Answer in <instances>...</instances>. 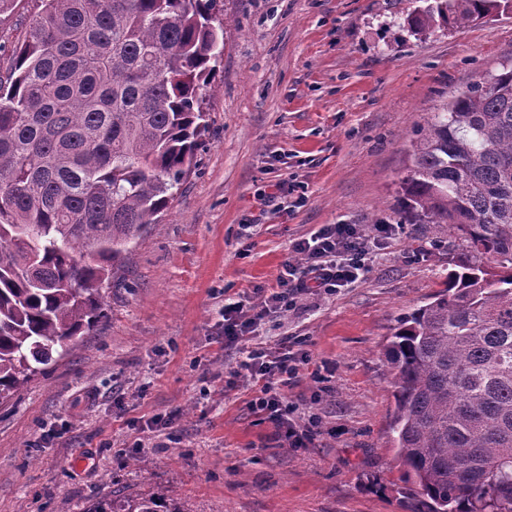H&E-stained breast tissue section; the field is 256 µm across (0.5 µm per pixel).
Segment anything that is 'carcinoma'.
<instances>
[{
  "label": "carcinoma",
  "instance_id": "carcinoma-1",
  "mask_svg": "<svg viewBox=\"0 0 512 512\" xmlns=\"http://www.w3.org/2000/svg\"><path fill=\"white\" fill-rule=\"evenodd\" d=\"M0 57V399L105 311L129 242L170 207L224 55L217 0H39ZM423 39L512 0H413ZM400 221L450 224L462 271L400 317L389 430L413 512H512V63L414 130ZM498 270L485 268L483 259ZM85 512H185L153 494Z\"/></svg>",
  "mask_w": 512,
  "mask_h": 512
}]
</instances>
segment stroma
<instances>
[{"label":"stroma","instance_id":"35a3bbf8","mask_svg":"<svg viewBox=\"0 0 512 512\" xmlns=\"http://www.w3.org/2000/svg\"><path fill=\"white\" fill-rule=\"evenodd\" d=\"M224 60L207 129L167 213L131 240L89 333L0 400V512H85L136 493L186 512H411L388 432L385 348L398 319L457 269L444 224H402L410 134L512 56V14L420 40L410 0H219ZM293 192L280 209L260 191ZM395 225L355 285L271 315L262 341L304 337L288 389L321 432L290 448L251 413L224 305L270 287L325 224ZM190 415H183L186 405ZM179 413L172 425L163 419ZM147 456L141 482L129 459Z\"/></svg>","mask_w":512,"mask_h":512}]
</instances>
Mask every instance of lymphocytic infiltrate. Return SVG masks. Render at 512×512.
<instances>
[{"label":"lymphocytic infiltrate","instance_id":"f902f5d3","mask_svg":"<svg viewBox=\"0 0 512 512\" xmlns=\"http://www.w3.org/2000/svg\"><path fill=\"white\" fill-rule=\"evenodd\" d=\"M393 231L390 224L375 225L370 234L359 224L322 225L294 242V260L284 263L271 287L224 308V346L243 355L231 377L251 383L250 411L271 423L288 447H308L319 428L317 416L301 413L286 393L303 353L283 342H256V331L269 315L295 309L301 296L330 295L357 283Z\"/></svg>","mask_w":512,"mask_h":512}]
</instances>
